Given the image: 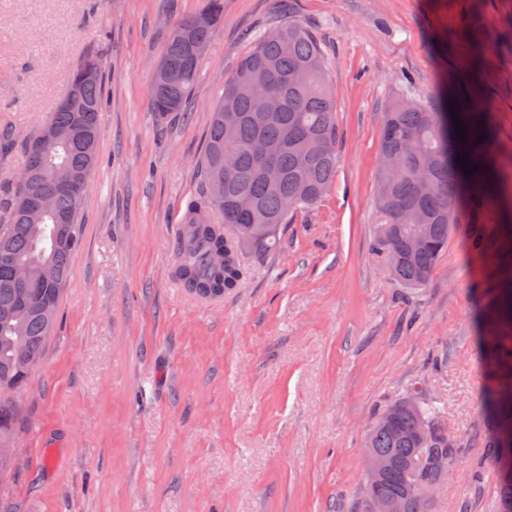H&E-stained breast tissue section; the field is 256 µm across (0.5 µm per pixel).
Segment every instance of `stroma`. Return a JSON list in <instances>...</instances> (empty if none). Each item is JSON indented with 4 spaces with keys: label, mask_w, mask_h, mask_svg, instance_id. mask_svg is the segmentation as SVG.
Returning <instances> with one entry per match:
<instances>
[{
    "label": "stroma",
    "mask_w": 512,
    "mask_h": 512,
    "mask_svg": "<svg viewBox=\"0 0 512 512\" xmlns=\"http://www.w3.org/2000/svg\"><path fill=\"white\" fill-rule=\"evenodd\" d=\"M465 3L224 0L185 112L161 124L154 66L168 29L205 0H0V125L35 133L86 52L105 75L83 244L18 399L0 512H348L367 426L416 382L464 441L427 512H495L494 469L474 438L479 266L451 239L409 291L372 250L391 98L427 104L449 79L512 150V46L475 77L456 64L468 44L441 42ZM290 16L320 41L336 89V179L275 252L244 256L238 288L201 302L173 278L211 107L255 36Z\"/></svg>",
    "instance_id": "obj_1"
}]
</instances>
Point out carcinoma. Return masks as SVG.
<instances>
[{"label":"carcinoma","mask_w":512,"mask_h":512,"mask_svg":"<svg viewBox=\"0 0 512 512\" xmlns=\"http://www.w3.org/2000/svg\"><path fill=\"white\" fill-rule=\"evenodd\" d=\"M224 0H207L196 15L168 32L161 59L168 81L152 85L153 112L166 121L184 111L194 90L200 57L222 24ZM482 5L469 0L456 44L482 25ZM262 32L235 71L224 80L207 144L200 160L202 191L188 211L177 247V277L199 296H220L239 286L241 256L265 254L277 245L281 225L295 212L319 202L336 177V95L330 86L321 44L293 19ZM492 47L483 45L462 67L479 76L493 70ZM103 68L86 53L72 70L66 95L71 108H56L48 122L61 132L46 143L39 161L22 145L25 181L0 185V434L15 435L18 396L26 389L57 323L73 254L82 243L79 216L83 200L58 188L67 173L91 176L98 159L103 112ZM464 139L448 111L447 90L435 107L401 94L385 109L374 248L385 257L401 287H424L448 241L462 237L469 254L483 262V305L477 345L488 388L481 438L498 477L496 512H512V178L502 177V160L488 142L491 131L469 107L457 110ZM486 135L478 141L480 135ZM468 155L467 175L458 162ZM224 179V196L211 194ZM42 195L52 208L30 221L26 204ZM24 268L31 280L19 282ZM461 438L448 433L443 411L411 387L377 413L366 429V463L380 467L375 484L363 479L351 512H378L391 499L403 512H425L419 483L443 482L445 464L458 465Z\"/></svg>","instance_id":"obj_1"}]
</instances>
